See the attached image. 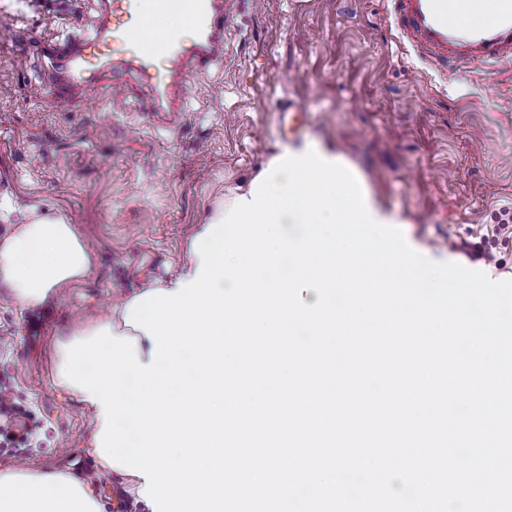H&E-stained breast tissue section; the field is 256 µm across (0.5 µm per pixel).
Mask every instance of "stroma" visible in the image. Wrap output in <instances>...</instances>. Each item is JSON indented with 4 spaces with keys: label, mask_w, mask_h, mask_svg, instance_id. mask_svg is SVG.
<instances>
[{
    "label": "stroma",
    "mask_w": 512,
    "mask_h": 512,
    "mask_svg": "<svg viewBox=\"0 0 512 512\" xmlns=\"http://www.w3.org/2000/svg\"><path fill=\"white\" fill-rule=\"evenodd\" d=\"M100 8L0 0V238L36 205L94 249L87 277L39 307L0 291V390L30 424L19 440L0 416V469L71 472L104 512H146L123 477H96L91 416L53 381L54 341L177 274L213 202L289 146L285 100L304 111L301 142L353 167L413 250L512 279V234L495 228L512 213V60L438 68L400 40L393 0H246L184 114L154 111L131 69H97L95 102L57 100L42 48L94 37ZM487 238L493 262L460 249Z\"/></svg>",
    "instance_id": "35a3bbf8"
}]
</instances>
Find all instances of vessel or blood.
I'll return each mask as SVG.
<instances>
[{
  "mask_svg": "<svg viewBox=\"0 0 512 512\" xmlns=\"http://www.w3.org/2000/svg\"><path fill=\"white\" fill-rule=\"evenodd\" d=\"M239 0H113L102 8L94 38L52 49L51 66L60 81L74 80L85 56L102 66L134 67L155 94L156 111L180 112L181 95L194 77L225 54V37ZM401 39L437 63L462 57L467 63L512 59V0H395ZM480 13L483 28L469 19ZM170 19L165 30L156 15ZM283 135L298 136L303 115L291 102L279 107Z\"/></svg>",
  "mask_w": 512,
  "mask_h": 512,
  "instance_id": "1",
  "label": "vessel or blood"
}]
</instances>
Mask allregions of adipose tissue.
Masks as SVG:
<instances>
[{"label": "adipose tissue", "instance_id": "1", "mask_svg": "<svg viewBox=\"0 0 512 512\" xmlns=\"http://www.w3.org/2000/svg\"><path fill=\"white\" fill-rule=\"evenodd\" d=\"M93 258L89 243L65 215L31 210L26 223L0 239V288L23 308L42 305L61 288L84 278ZM131 298H124L111 316L94 319L73 330L87 338L101 327L114 336L135 338L141 363H149L153 343L125 322ZM0 512H104L81 477L61 472L0 469Z\"/></svg>", "mask_w": 512, "mask_h": 512}]
</instances>
